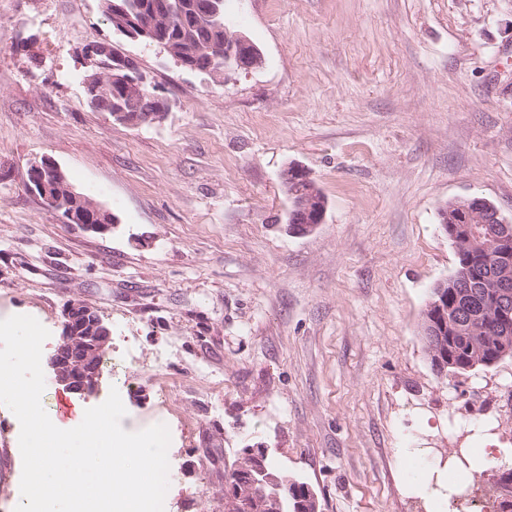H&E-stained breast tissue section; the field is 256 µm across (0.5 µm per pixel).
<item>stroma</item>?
I'll use <instances>...</instances> for the list:
<instances>
[{
	"label": "stroma",
	"mask_w": 512,
	"mask_h": 512,
	"mask_svg": "<svg viewBox=\"0 0 512 512\" xmlns=\"http://www.w3.org/2000/svg\"><path fill=\"white\" fill-rule=\"evenodd\" d=\"M263 52L231 78L109 26L100 0H0V311L61 344L65 305L111 327L83 408L118 389L125 430L166 424L170 501L224 512V463L266 445L323 512H406L399 449L488 445L476 495L512 469V358L439 376L422 336L456 265L449 201L512 222V0H225ZM138 59L170 102L132 127L91 108L83 45ZM50 159L118 220L61 223L26 187ZM291 164L324 195L290 232ZM184 393L162 407L160 388Z\"/></svg>",
	"instance_id": "1"
}]
</instances>
